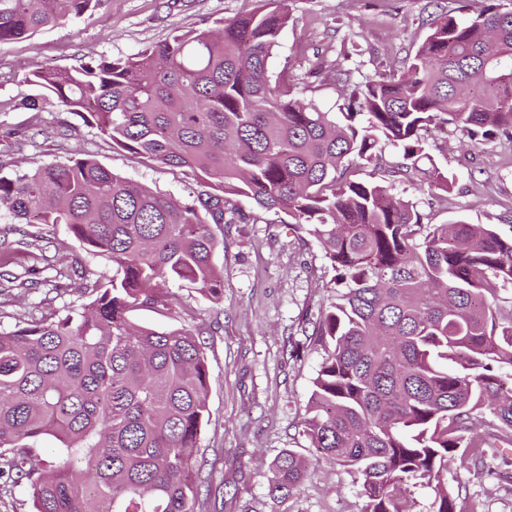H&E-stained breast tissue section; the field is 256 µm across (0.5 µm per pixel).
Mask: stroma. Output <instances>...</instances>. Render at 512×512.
<instances>
[{
	"label": "stroma",
	"mask_w": 512,
	"mask_h": 512,
	"mask_svg": "<svg viewBox=\"0 0 512 512\" xmlns=\"http://www.w3.org/2000/svg\"><path fill=\"white\" fill-rule=\"evenodd\" d=\"M486 0H286L290 14L268 61L270 75L288 72L301 94L336 110L351 87L400 64L428 32L436 13L473 15ZM255 0H104L93 14L25 39L0 43V163L26 169L89 154L115 173L183 201L200 185L180 170L147 164L113 147L97 129L53 104H19V82L33 66L78 65L90 55L124 57L166 40L174 31L213 25L251 10ZM32 138L17 144L16 131ZM425 151L454 177L450 192L429 190L420 177L397 173L402 152L383 145L382 185L414 202L424 223L463 220L487 224L512 239V137L469 140L459 132L432 133ZM224 247L220 300L190 285L170 283L171 310L141 307L133 323L160 329L196 328L209 371L210 415L200 428L201 483L194 512H364L359 479L320 457L300 420L309 402L322 351L306 331L331 301L329 276L313 239L274 214L248 224L215 227ZM101 278L112 275L103 257L82 250L66 225L23 224L0 212V330L49 318L69 304L86 303L78 285L58 293L48 281L71 264ZM309 463L288 499L268 492V469L285 450ZM512 444L488 452L483 463H455L445 476L461 490L460 512H512Z\"/></svg>",
	"instance_id": "obj_1"
}]
</instances>
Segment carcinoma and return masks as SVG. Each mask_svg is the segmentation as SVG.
Here are the masks:
<instances>
[{
  "instance_id": "cac0c4a2",
  "label": "carcinoma",
  "mask_w": 512,
  "mask_h": 512,
  "mask_svg": "<svg viewBox=\"0 0 512 512\" xmlns=\"http://www.w3.org/2000/svg\"><path fill=\"white\" fill-rule=\"evenodd\" d=\"M102 0H0V43L90 15ZM282 0L141 52L34 66L19 102L47 99L150 164L203 190L190 202L157 193L75 152L30 170L0 166V210L26 224H64L109 279H83L90 301L0 331V467L33 487L35 512H192L195 452L209 415V372L191 330L138 326L140 306L173 305L166 284L213 298L224 287L212 225L282 213L319 244L335 293L312 335L323 350L304 433L362 481L364 512H410L407 487L433 486L432 512H457L443 482L465 453L512 442V239L481 224H425L416 205L353 173L378 148H402L419 169L422 132L448 126L471 140L512 131V10L493 4L429 23L403 67L357 86L345 111H323L268 75L287 27ZM429 188L454 179L431 164ZM451 362L457 369L443 365ZM493 420L472 434L474 412ZM60 442L54 465L28 464L26 439ZM307 463L291 450L270 465L269 491L288 497Z\"/></svg>"
}]
</instances>
